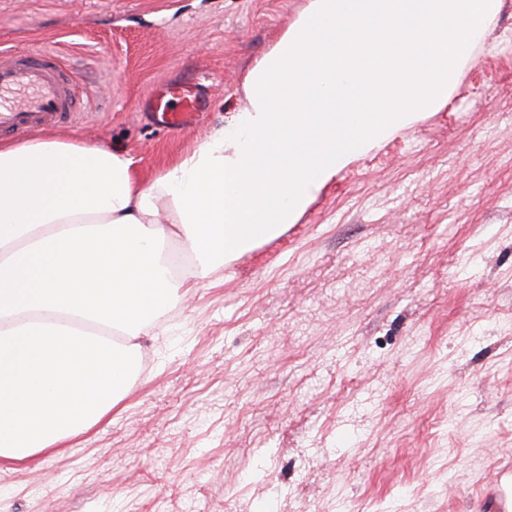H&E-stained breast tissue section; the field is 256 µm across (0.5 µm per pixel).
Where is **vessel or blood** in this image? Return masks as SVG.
<instances>
[{"instance_id": "b4317fda", "label": "vessel or blood", "mask_w": 512, "mask_h": 512, "mask_svg": "<svg viewBox=\"0 0 512 512\" xmlns=\"http://www.w3.org/2000/svg\"><path fill=\"white\" fill-rule=\"evenodd\" d=\"M157 128H191L209 101L195 82L175 81L151 92L142 104ZM79 112L77 86L61 56L45 48L0 50V137L70 125Z\"/></svg>"}]
</instances>
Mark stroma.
Masks as SVG:
<instances>
[{"label":"stroma","mask_w":512,"mask_h":512,"mask_svg":"<svg viewBox=\"0 0 512 512\" xmlns=\"http://www.w3.org/2000/svg\"><path fill=\"white\" fill-rule=\"evenodd\" d=\"M310 0H0V43L63 52L56 137L164 174L248 99ZM201 83L187 133L156 86ZM142 337V370L63 454L0 470V512H506L512 484V0L448 104L370 144L295 224ZM141 107L157 128L183 131L197 122L200 113L207 112L209 101L199 83L175 81L153 90Z\"/></svg>","instance_id":"obj_1"}]
</instances>
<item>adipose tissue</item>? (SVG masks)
Returning <instances> with one entry per match:
<instances>
[{
	"label": "adipose tissue",
	"mask_w": 512,
	"mask_h": 512,
	"mask_svg": "<svg viewBox=\"0 0 512 512\" xmlns=\"http://www.w3.org/2000/svg\"><path fill=\"white\" fill-rule=\"evenodd\" d=\"M501 7L310 0L247 75L248 107L149 182L118 149L0 142V464L108 419L159 313L295 223L367 145L445 105ZM173 237L192 257L176 278Z\"/></svg>",
	"instance_id": "obj_1"
}]
</instances>
